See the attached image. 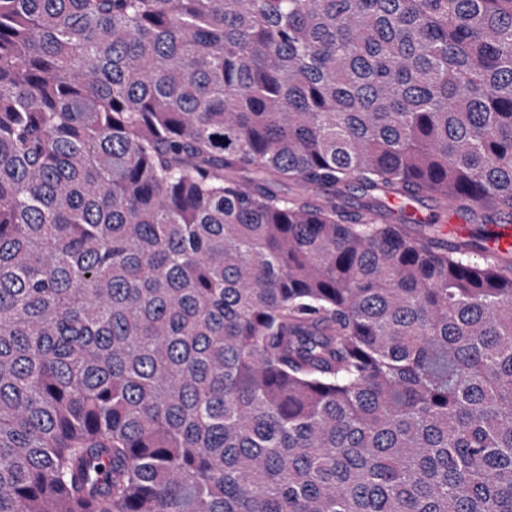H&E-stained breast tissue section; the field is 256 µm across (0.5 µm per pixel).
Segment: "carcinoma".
Listing matches in <instances>:
<instances>
[{
  "mask_svg": "<svg viewBox=\"0 0 512 512\" xmlns=\"http://www.w3.org/2000/svg\"><path fill=\"white\" fill-rule=\"evenodd\" d=\"M501 224L512 0H0V512H512ZM442 209L444 212H441L440 203L433 199H426L424 202L413 204L415 214L422 220L433 219L435 216H438V220L442 223V229L446 234L445 237L449 240L465 236L469 231L470 225L465 223L464 219L449 211L448 205H442ZM453 224H464V233L467 232L463 233V235L455 233L452 227Z\"/></svg>",
  "mask_w": 512,
  "mask_h": 512,
  "instance_id": "cac0c4a2",
  "label": "carcinoma"
}]
</instances>
